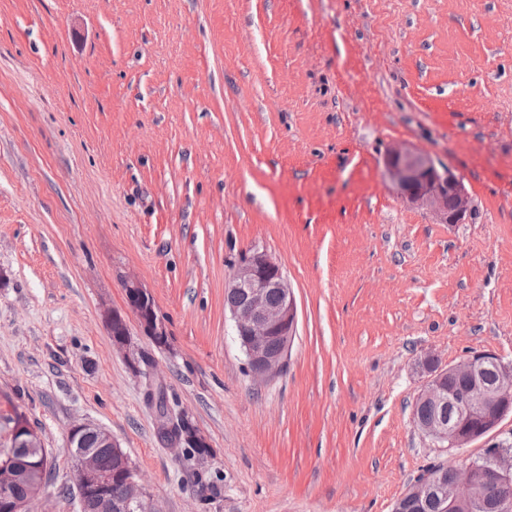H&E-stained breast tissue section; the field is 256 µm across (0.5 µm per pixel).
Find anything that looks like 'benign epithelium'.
<instances>
[{"label":"benign epithelium","instance_id":"benign-epithelium-1","mask_svg":"<svg viewBox=\"0 0 512 512\" xmlns=\"http://www.w3.org/2000/svg\"><path fill=\"white\" fill-rule=\"evenodd\" d=\"M385 168L402 198L417 207L435 213L445 224H463L471 215V198L462 180L448 167L437 168L432 158L423 152L392 148L385 158ZM128 310L136 317L144 335L159 343L166 336V328L156 312L155 301L137 281L124 283ZM278 294V301L269 300V294ZM228 293L236 295L229 311L233 328L246 356L249 375L257 384L268 383L281 375L288 363L291 343L296 333L297 307L294 294L288 285L281 266L268 254L252 251L235 267ZM107 325L112 334L114 347L127 350L131 346L130 331L119 310L107 315ZM278 336L280 350L273 352L269 340ZM134 370L146 380V392L151 393L161 383L151 369V363L143 356L132 358ZM494 368L496 381L491 387L483 382V372ZM450 374L465 375L471 379L470 389L456 395L447 391L445 378ZM419 404H433L440 408L449 403L481 421L476 433H463L462 429L439 413L431 418L416 419L415 425L422 434L450 450L464 448L494 430L512 413V368L504 365L493 354L476 352L446 369L436 373L416 398ZM185 432L188 448L206 445L191 417L185 411L176 413L167 408L157 414V433L165 435L173 430ZM11 443L0 449V512H22L23 505L13 503L10 487L14 481V452L17 448H36L37 439L32 430L12 424ZM95 433L99 439L114 448L120 461L126 454L112 434L97 425L76 423L72 425L66 442L68 450L75 451L73 482L79 492L89 489L98 491L96 512H112V498L107 489L112 473L98 465L94 452L80 447L82 438ZM485 463L465 466L453 471L448 480L440 475H429L416 482L407 496L416 501H426L437 495L446 512H455L466 506L473 512H482L485 501L482 488L488 484L509 487L512 485V450L499 445L485 449ZM121 472L126 477L128 497L119 509L123 512H156L153 501L147 495L144 478L137 469L125 466Z\"/></svg>","mask_w":512,"mask_h":512}]
</instances>
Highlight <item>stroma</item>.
<instances>
[{
	"mask_svg": "<svg viewBox=\"0 0 512 512\" xmlns=\"http://www.w3.org/2000/svg\"><path fill=\"white\" fill-rule=\"evenodd\" d=\"M396 146L460 175L413 208ZM297 304L254 384L226 305L246 253ZM149 291L167 342L105 317ZM208 443L176 453L129 353ZM512 364V0H0V413L53 452L38 512H79L70 427L108 430L158 512H392L455 452L415 428L430 374ZM385 168L402 198L435 213L445 224H463L471 215V198L462 180L449 167L437 168L423 152L392 148ZM106 319L112 334L113 346L121 350H129L131 338L125 315L119 310H112V312L108 313Z\"/></svg>",
	"mask_w": 512,
	"mask_h": 512,
	"instance_id": "stroma-1",
	"label": "stroma"
}]
</instances>
